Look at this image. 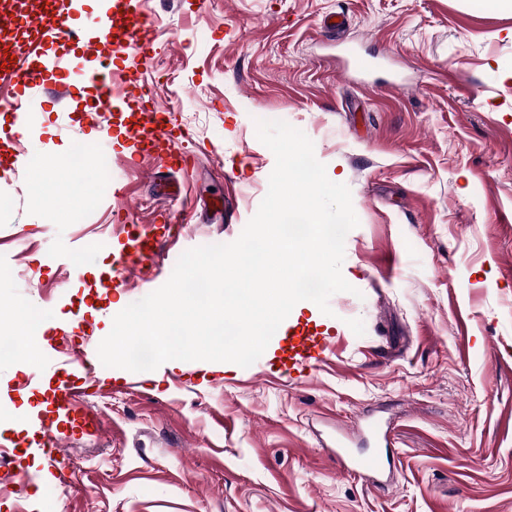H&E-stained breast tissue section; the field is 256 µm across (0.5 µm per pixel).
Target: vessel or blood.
<instances>
[{"instance_id": "vessel-or-blood-1", "label": "vessel or blood", "mask_w": 512, "mask_h": 512, "mask_svg": "<svg viewBox=\"0 0 512 512\" xmlns=\"http://www.w3.org/2000/svg\"><path fill=\"white\" fill-rule=\"evenodd\" d=\"M120 15L115 23L103 26L98 65L91 71L77 73L68 65V54L79 47L84 39L82 31L71 21L65 0H40L37 11L22 7L20 0H0V32L13 39L16 61L0 69V75L9 79L15 89L12 99H0V112L10 115L14 125H23L27 119V100L31 89L46 87L48 83L69 84L88 81L97 90L96 109L109 112L118 108L123 100L136 102L144 112L142 120L127 124L126 133L136 148L139 158L165 155L174 165H185L186 156L178 148L175 123L170 113L160 109L149 89L140 84L136 73L124 78V93L116 95L112 87V57L129 52L146 59L152 42V22L142 13L139 0H115ZM54 44L58 53H44L45 45ZM121 270L159 263L163 257L162 239L155 226L139 225L127 232L121 242ZM330 351V345L318 336H306L290 346L288 360L300 367L317 366ZM55 402L59 414L76 415L82 425L95 426L96 421L78 411L73 386L61 383L55 389Z\"/></svg>"}]
</instances>
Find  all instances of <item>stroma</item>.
Masks as SVG:
<instances>
[{
    "instance_id": "1",
    "label": "stroma",
    "mask_w": 512,
    "mask_h": 512,
    "mask_svg": "<svg viewBox=\"0 0 512 512\" xmlns=\"http://www.w3.org/2000/svg\"><path fill=\"white\" fill-rule=\"evenodd\" d=\"M112 0L71 15L88 33L75 71L99 57ZM153 58L139 68L156 105L173 110L196 172L186 198L159 197L154 160L139 172L121 130L88 112L94 88L32 89L22 131L0 122V333L37 360H0V425L14 462L0 466V512H512V0H146ZM344 14L329 33L325 18ZM274 114L304 132L346 184L359 220L345 239L331 314L297 303L262 356L208 372L96 364L76 382L101 431L75 432L50 462L58 349L98 346L114 316L164 285L183 252L235 241L275 166L256 136ZM79 174H45L29 155ZM107 168H100V160ZM135 224L181 212L164 268L107 289L118 242L113 201ZM27 300L44 323L21 330ZM330 337L327 361L289 371L297 337ZM390 423L387 447L362 415ZM380 490L337 472V437Z\"/></svg>"
}]
</instances>
